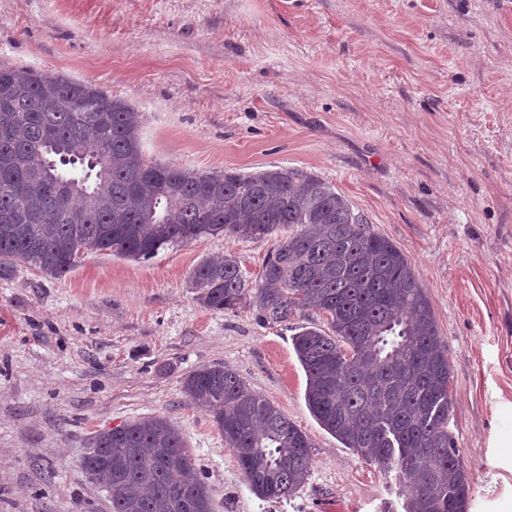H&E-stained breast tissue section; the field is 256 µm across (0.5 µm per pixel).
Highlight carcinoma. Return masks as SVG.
I'll list each match as a JSON object with an SVG mask.
<instances>
[{"label":"carcinoma","mask_w":512,"mask_h":512,"mask_svg":"<svg viewBox=\"0 0 512 512\" xmlns=\"http://www.w3.org/2000/svg\"><path fill=\"white\" fill-rule=\"evenodd\" d=\"M140 128L132 104L90 82L0 62V280L23 265L62 278L98 251L149 260L202 237L258 240L292 227L253 285L234 255L204 259L192 275L197 300L249 306L271 323L321 313L328 329L293 337L314 418L395 482L404 512H468L448 351L404 252L313 173L149 162ZM73 179L86 187L64 191ZM182 389L207 408L255 495L278 502L304 486L311 438L233 370H196ZM80 465L112 512H213L201 468L163 417L94 434Z\"/></svg>","instance_id":"obj_1"}]
</instances>
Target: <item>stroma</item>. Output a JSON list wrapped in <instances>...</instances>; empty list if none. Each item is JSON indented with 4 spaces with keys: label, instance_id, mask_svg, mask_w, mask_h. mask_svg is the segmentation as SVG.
Wrapping results in <instances>:
<instances>
[{
    "label": "stroma",
    "instance_id": "obj_1",
    "mask_svg": "<svg viewBox=\"0 0 512 512\" xmlns=\"http://www.w3.org/2000/svg\"><path fill=\"white\" fill-rule=\"evenodd\" d=\"M0 61L143 114L151 162L298 168L409 257L448 349L449 427L470 512H512V0H0ZM276 236L208 237L139 262L100 251L56 279L0 280V512H112L79 459L92 435L166 417L214 512H403L397 486L310 413L298 312L212 311L193 269L232 253L256 279ZM221 365L314 448L304 487L246 484L190 373Z\"/></svg>",
    "mask_w": 512,
    "mask_h": 512
}]
</instances>
